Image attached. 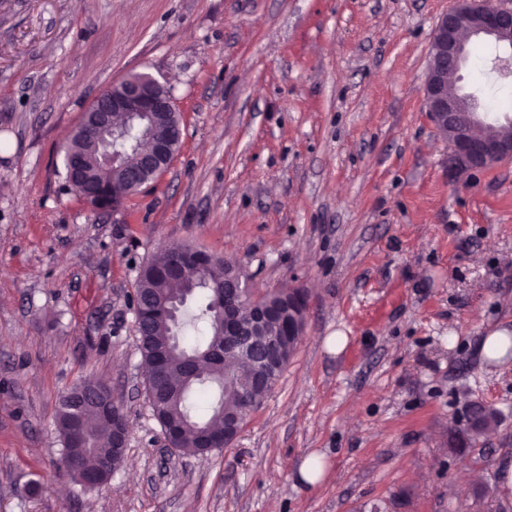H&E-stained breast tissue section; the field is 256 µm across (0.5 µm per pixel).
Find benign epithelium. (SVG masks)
Wrapping results in <instances>:
<instances>
[{"label": "benign epithelium", "instance_id": "7a95c632", "mask_svg": "<svg viewBox=\"0 0 512 512\" xmlns=\"http://www.w3.org/2000/svg\"><path fill=\"white\" fill-rule=\"evenodd\" d=\"M481 41L494 45L495 73L512 77V7L492 0H452V5L435 23L430 39L428 63L423 84V104L434 126L448 141L455 162L470 169H483L512 158V139L483 136L478 131L487 125L481 112L482 99L475 91L459 85L466 65L468 45ZM174 108L173 99L159 101L140 88L103 90L89 106L103 130L114 128V118L143 120L150 112ZM139 164L156 172L166 171L169 145L157 137L152 151L140 157ZM268 306L256 305L249 317H240L235 298L224 297L219 318L230 335L243 339L255 335L266 319Z\"/></svg>", "mask_w": 512, "mask_h": 512}]
</instances>
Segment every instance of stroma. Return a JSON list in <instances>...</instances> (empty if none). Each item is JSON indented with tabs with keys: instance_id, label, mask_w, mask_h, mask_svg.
<instances>
[{
	"instance_id": "obj_1",
	"label": "stroma",
	"mask_w": 512,
	"mask_h": 512,
	"mask_svg": "<svg viewBox=\"0 0 512 512\" xmlns=\"http://www.w3.org/2000/svg\"><path fill=\"white\" fill-rule=\"evenodd\" d=\"M449 5L0 0V512H512V359L482 350L512 338V160L459 167L423 106ZM471 49L465 85L512 98L491 47ZM143 71L170 87L181 147L93 209L64 189L60 148ZM186 243L234 258L256 293L310 296L280 380L205 458L165 442L131 306L139 266ZM89 377L129 419L98 490L63 473L55 427ZM471 400L500 423L459 452L448 435ZM313 453L331 474L311 486Z\"/></svg>"
}]
</instances>
